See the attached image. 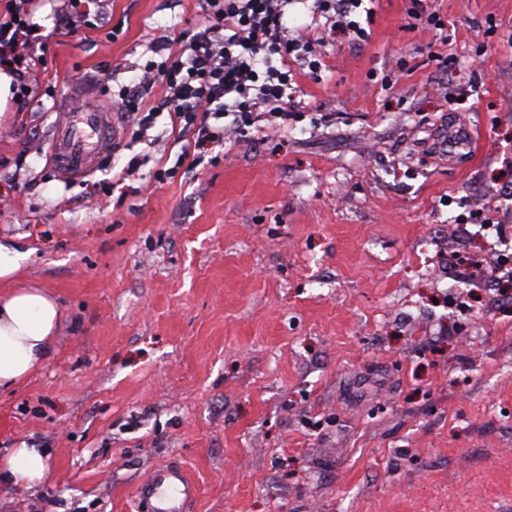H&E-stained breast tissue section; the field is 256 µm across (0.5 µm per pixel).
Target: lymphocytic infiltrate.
Wrapping results in <instances>:
<instances>
[{
	"mask_svg": "<svg viewBox=\"0 0 512 512\" xmlns=\"http://www.w3.org/2000/svg\"><path fill=\"white\" fill-rule=\"evenodd\" d=\"M37 0H0V70L17 77L18 104H25L40 86L42 73L34 51L52 50L50 36L36 31ZM297 4L308 6L322 25L321 39L343 36L367 40L363 22L374 9L365 0H204L191 33H179L173 49L161 61L147 63L131 89H121L116 101L124 112L149 127L160 112L174 125L194 132L193 148L208 149L227 133L247 136L254 113L288 111L296 66L310 75L322 70L318 40L304 27H289L288 14ZM161 87L159 103L143 100L142 89ZM230 125H223V118Z\"/></svg>",
	"mask_w": 512,
	"mask_h": 512,
	"instance_id": "1",
	"label": "lymphocytic infiltrate"
}]
</instances>
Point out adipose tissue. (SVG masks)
Segmentation results:
<instances>
[{"label":"adipose tissue","mask_w":512,"mask_h":512,"mask_svg":"<svg viewBox=\"0 0 512 512\" xmlns=\"http://www.w3.org/2000/svg\"><path fill=\"white\" fill-rule=\"evenodd\" d=\"M23 261L15 243L0 239V389L29 378L52 350L60 328L58 300L42 288H17L13 281ZM45 448L5 449L0 454V480L36 492L49 473Z\"/></svg>","instance_id":"adipose-tissue-1"}]
</instances>
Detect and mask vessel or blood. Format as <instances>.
Here are the masks:
<instances>
[{
  "mask_svg": "<svg viewBox=\"0 0 512 512\" xmlns=\"http://www.w3.org/2000/svg\"><path fill=\"white\" fill-rule=\"evenodd\" d=\"M117 137L114 116L106 109L88 107L62 113L55 127L52 160L63 177L77 178L93 169L98 156L108 151ZM196 492L182 468L167 466L139 486L137 497L149 503L152 512H187Z\"/></svg>",
  "mask_w": 512,
  "mask_h": 512,
  "instance_id": "1",
  "label": "vessel or blood"
}]
</instances>
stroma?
Returning a JSON list of instances; mask_svg holds the SVG:
<instances>
[{
    "label": "stroma",
    "mask_w": 512,
    "mask_h": 512,
    "mask_svg": "<svg viewBox=\"0 0 512 512\" xmlns=\"http://www.w3.org/2000/svg\"><path fill=\"white\" fill-rule=\"evenodd\" d=\"M376 0L326 41L267 138L178 164L160 114L87 176L49 160L58 115L111 108L202 0H42L44 85L0 101V238L51 291L54 349L0 392V448L49 449L0 512H147L179 465L188 512H512V0ZM473 150L448 160V129ZM174 175L156 181L158 170ZM197 489L184 470L177 466L157 469L142 483L137 498L150 504L153 512H187L186 504Z\"/></svg>",
    "instance_id": "1"
}]
</instances>
